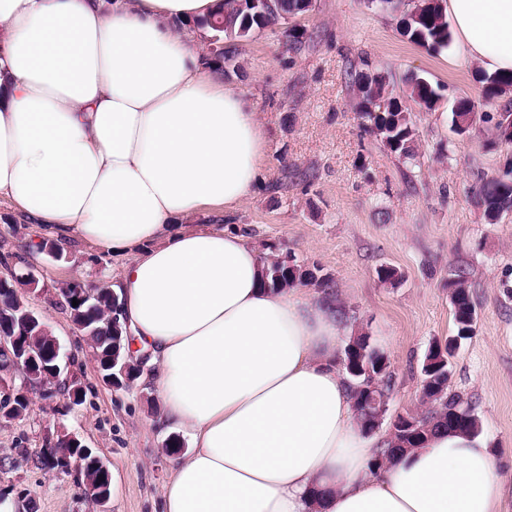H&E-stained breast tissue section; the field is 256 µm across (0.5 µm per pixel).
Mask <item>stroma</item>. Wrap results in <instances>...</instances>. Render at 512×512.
I'll return each instance as SVG.
<instances>
[{
    "label": "stroma",
    "instance_id": "stroma-1",
    "mask_svg": "<svg viewBox=\"0 0 512 512\" xmlns=\"http://www.w3.org/2000/svg\"><path fill=\"white\" fill-rule=\"evenodd\" d=\"M296 25L297 43L282 26L241 43L224 78L257 112L268 142L263 180L232 221L248 225L261 253H291L333 277L354 329L388 358L391 417L419 411L425 355L456 333L448 282L467 270L477 325L449 359L448 391L472 405L497 455L501 512H512V213L488 223L473 199L481 179L512 162V146L490 147L488 123L465 135L451 128L459 99L493 115L512 90L485 102L478 68L460 61L457 42L438 51L414 44L399 33L397 14L371 0H313ZM366 68L385 73L405 97L413 158L390 153L364 131L351 75ZM413 74L439 93L435 108L406 98ZM42 238L38 225L0 202V253L36 266L37 285L20 292L69 353L85 398L67 408L55 385L34 395L24 417L0 426V503L16 512H100L82 491L83 470L41 464L51 442L68 432L113 470L109 512H160L172 433L155 423L151 378L141 373L118 391L99 382L89 342L57 296L75 278L116 286L124 259L94 262L79 242L56 259L34 249ZM384 266L396 269L397 280H379Z\"/></svg>",
    "mask_w": 512,
    "mask_h": 512
}]
</instances>
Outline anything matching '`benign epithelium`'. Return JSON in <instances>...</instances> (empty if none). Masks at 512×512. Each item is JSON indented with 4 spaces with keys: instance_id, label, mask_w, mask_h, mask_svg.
Instances as JSON below:
<instances>
[{
    "instance_id": "1",
    "label": "benign epithelium",
    "mask_w": 512,
    "mask_h": 512,
    "mask_svg": "<svg viewBox=\"0 0 512 512\" xmlns=\"http://www.w3.org/2000/svg\"><path fill=\"white\" fill-rule=\"evenodd\" d=\"M17 318L6 320L0 326V423L10 422L26 414L32 396L42 389V370L46 369L56 377L70 372V358L61 354V345L50 338V349L45 350L33 343V338L45 330L43 319L30 310L18 309ZM117 342L111 355L97 368L98 379L113 389L132 387L135 377L131 368H141L148 361L147 354H137L133 348L134 338L127 325L112 318ZM359 367L374 378L389 373L387 357L376 364L368 359L358 360ZM21 377V384L15 385V378ZM80 469L93 466L97 469L98 482L85 488V494L99 505L108 502L111 495L112 474L109 467L74 434L63 435L54 447L49 449L45 465L49 468L66 469L69 464Z\"/></svg>"
}]
</instances>
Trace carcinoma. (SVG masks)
Instances as JSON below:
<instances>
[{
	"instance_id": "cac0c4a2",
	"label": "carcinoma",
	"mask_w": 512,
	"mask_h": 512,
	"mask_svg": "<svg viewBox=\"0 0 512 512\" xmlns=\"http://www.w3.org/2000/svg\"><path fill=\"white\" fill-rule=\"evenodd\" d=\"M441 0H408L407 8L400 20L402 34L409 41L429 49L437 50L448 46L451 33L448 27L446 10L440 7ZM302 13L301 0H266L264 11L244 7L242 0H218L214 11L195 24L210 30L209 50L206 60L220 65L227 71L226 63L232 61L239 42L248 40L253 34L267 28L284 25L288 19ZM484 101L491 102L500 98L512 88V73L489 76L481 71L476 73ZM359 115L364 130L384 144L390 152L402 157L414 155L415 130L410 113L400 97L389 89L385 75L378 72H359L352 77ZM407 95L416 103L432 109L438 102V94L431 84L418 76L406 80ZM474 103L464 98L459 100L452 112L451 124L459 134H466L476 128L478 113L473 111ZM512 129V108L504 106L498 113L495 130L498 141L508 129ZM474 200L483 208L486 218L494 222L501 213L512 209V183L498 177L482 180L474 189ZM264 285L271 288H293L310 286L323 295V299L335 306L341 318L347 317L346 306L339 299L333 278L322 273L315 265L295 260L291 263L280 255L264 258ZM450 300L454 311L457 334L474 329L475 309L471 300L467 273L457 271L455 278L448 282ZM73 298L62 297L66 309L78 308L84 312L87 338L95 355L103 359L114 340L112 329V290L104 289L91 301L72 305ZM25 300L15 289V284L0 291V316L10 314ZM349 379L350 394L354 401L360 426L367 424L361 400L372 396L380 399L388 396L391 382L385 377L382 384L374 390L369 389L366 376L356 375L343 368ZM424 396L429 399L426 411L413 417L416 422V435L411 437L402 430L388 434V447L379 450L376 466L391 461L395 456L410 448L423 444L425 437L440 428L455 429L477 433L480 424L471 405L458 396L448 395V374L437 370L428 384Z\"/></svg>"
}]
</instances>
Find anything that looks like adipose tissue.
<instances>
[{"label": "adipose tissue", "instance_id": "ef3b65f1", "mask_svg": "<svg viewBox=\"0 0 512 512\" xmlns=\"http://www.w3.org/2000/svg\"><path fill=\"white\" fill-rule=\"evenodd\" d=\"M214 0H0V197L60 244L127 259L122 318L189 437L162 512H499L488 439L441 430L383 469L336 365L350 330L263 283L232 212L263 179L256 112L173 24ZM464 60L512 73V0H447Z\"/></svg>", "mask_w": 512, "mask_h": 512}]
</instances>
